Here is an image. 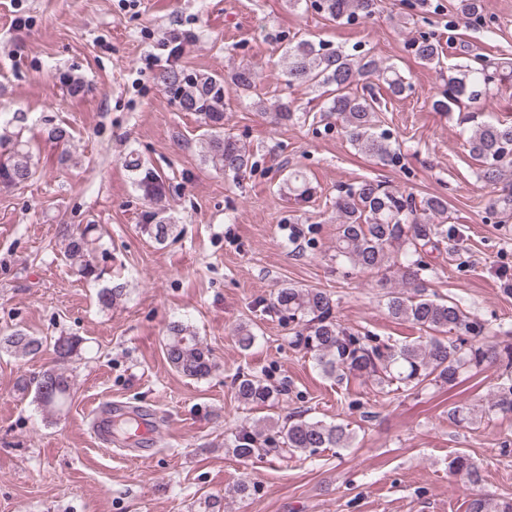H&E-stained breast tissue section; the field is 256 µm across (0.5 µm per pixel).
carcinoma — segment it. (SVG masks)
Returning a JSON list of instances; mask_svg holds the SVG:
<instances>
[{"instance_id":"obj_1","label":"carcinoma","mask_w":512,"mask_h":512,"mask_svg":"<svg viewBox=\"0 0 512 512\" xmlns=\"http://www.w3.org/2000/svg\"><path fill=\"white\" fill-rule=\"evenodd\" d=\"M379 0H313L311 6L333 22L352 23L373 15ZM414 56L427 65H441L438 42L423 36L410 42ZM286 82L291 88L318 93L323 99L320 111L336 115L349 142L357 150L375 158L381 165L400 163V149L394 147L388 132H377V108L373 94L366 92L373 81H381L393 96H401L408 83L392 65L374 55L350 54L330 49L322 42L300 39L285 50ZM159 80L183 112H194L205 127L204 162L214 170L240 180L255 166L253 155L238 139L224 133L225 86L241 94L256 89L257 74L248 63L227 76L187 71L180 67L164 70ZM512 83V64L491 73L484 68L455 66L448 68V82L442 94L433 99L436 112L468 108L492 95L491 85ZM266 115L271 122L293 123L307 120L309 113L299 112L288 100H276ZM478 114L467 116L473 122L468 138L470 153L481 163L483 179L496 185L505 172H512V125L489 120L477 121ZM132 174L136 191L148 202L137 228L157 244L165 243L176 232V224L166 215L164 200L169 192L165 178L147 161L131 152L124 159ZM34 175L33 152L20 133L0 134V188L21 186ZM281 189L295 200L305 202L315 193L308 176L291 168ZM336 210L335 257L363 271L397 268L401 288L388 292L387 311L395 320L417 326L426 340L401 344H373L337 322L332 293L321 288L283 286L270 298L267 308L294 326L290 343L311 356L328 379L338 383L350 377L365 378L380 392H392V386L405 391L429 385L454 386L470 372L488 364L502 368L501 382L482 404L461 403L449 412L457 425L473 426L495 415H512V343L489 339L488 328L467 311L460 301L433 298L427 293L421 253L438 248L453 237L454 229L445 226L448 202L430 196L420 203L380 182L363 180L339 191ZM97 226L87 224L66 238L64 256L73 273L81 279L104 280L106 269L96 259ZM406 259L397 263V253ZM125 288L116 284L101 288L98 304L108 309L124 296ZM237 344L249 350L256 336L247 325L234 330ZM45 340L17 329L0 336V349L33 359ZM83 339L60 336L53 343L57 359L66 362L80 354ZM168 363L180 374L202 379L214 368L209 350L194 329L172 323L164 341ZM35 398L43 409L55 414L69 407L71 385L67 375L56 369L44 371L36 380ZM237 400L246 408L262 409L279 399L280 389L255 376L239 372L234 379ZM354 432L342 423H328L301 414L273 426L255 425L239 431L228 444L241 460L268 456L286 457L299 453L314 454L320 448H349ZM449 471L472 486L482 481L481 471L469 455L460 453L448 462ZM468 512H512V498L475 494Z\"/></svg>"}]
</instances>
